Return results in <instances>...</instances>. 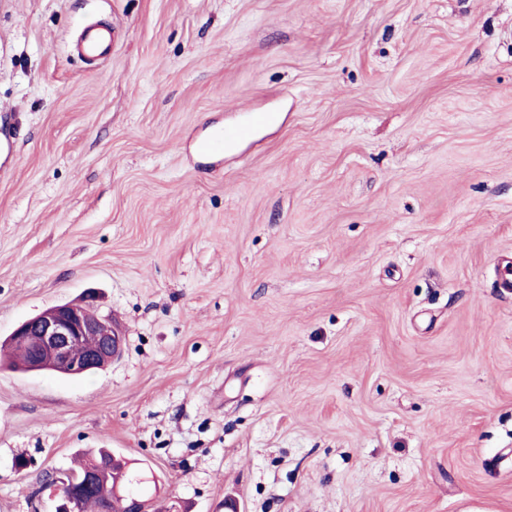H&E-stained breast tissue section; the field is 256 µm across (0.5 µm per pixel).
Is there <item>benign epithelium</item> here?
Masks as SVG:
<instances>
[{
	"label": "benign epithelium",
	"instance_id": "obj_1",
	"mask_svg": "<svg viewBox=\"0 0 512 512\" xmlns=\"http://www.w3.org/2000/svg\"><path fill=\"white\" fill-rule=\"evenodd\" d=\"M16 340L33 351L29 371L85 373L112 359L116 339L112 322L86 313L85 306L62 303L20 324ZM57 507L79 512L77 492L61 483L54 485Z\"/></svg>",
	"mask_w": 512,
	"mask_h": 512
}]
</instances>
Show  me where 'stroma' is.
I'll return each instance as SVG.
<instances>
[{"label":"stroma","instance_id":"35a3bbf8","mask_svg":"<svg viewBox=\"0 0 512 512\" xmlns=\"http://www.w3.org/2000/svg\"><path fill=\"white\" fill-rule=\"evenodd\" d=\"M506 256L512 0H0V341L126 336L0 368V512L101 448L154 512H512ZM112 31L95 23L87 24L76 41L74 51L88 59H103L112 53ZM271 120L272 115L270 113L254 112L248 123L225 128L209 145V150L216 153L224 152V146L226 144L248 140L251 137L255 126L268 123ZM88 297L85 300L87 304H58L20 324L7 340L12 348L9 367L22 369L32 356L26 370H47L64 376H80L91 373L88 371L111 359H119L125 334L120 325L113 322L121 339L112 346L119 334H114L111 321L89 315L96 313V310L94 307L85 310L89 302L94 303V298L90 295Z\"/></svg>","mask_w":512,"mask_h":512}]
</instances>
